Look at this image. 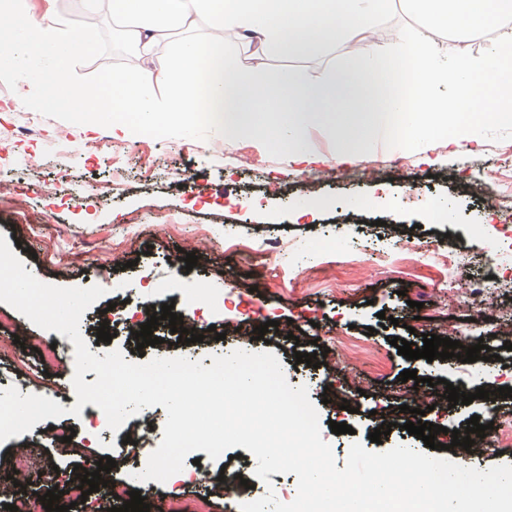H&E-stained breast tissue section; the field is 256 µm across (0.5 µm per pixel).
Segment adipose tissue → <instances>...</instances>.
Returning a JSON list of instances; mask_svg holds the SVG:
<instances>
[{"instance_id": "1", "label": "adipose tissue", "mask_w": 512, "mask_h": 512, "mask_svg": "<svg viewBox=\"0 0 512 512\" xmlns=\"http://www.w3.org/2000/svg\"><path fill=\"white\" fill-rule=\"evenodd\" d=\"M113 16L124 19L137 50L152 56L171 30L205 16L211 33L204 43L170 45V65L112 75L88 83L67 81L70 56L92 44L65 35L61 25L44 26L22 0H0V14L16 19L6 52L12 75L29 88L31 106L56 91L60 109L86 119L109 113L129 132L153 128L156 117L183 119L206 100L221 113L215 130L226 136L264 139L276 133L280 146L301 162H312L310 132L323 127L334 137L343 162L353 163L396 117L402 139L447 137L462 153L478 146L477 130L512 117V0H409L426 21L412 40L387 44L369 39L368 28L383 0H110ZM495 26L496 38L483 56L450 66L431 44L435 30L463 31ZM243 38L260 36L264 48L283 54L344 41L354 54L319 82L301 72L259 82L236 54L224 49V30ZM169 92L156 100L153 81ZM338 107L335 119L325 112Z\"/></svg>"}]
</instances>
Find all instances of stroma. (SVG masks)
I'll return each instance as SVG.
<instances>
[{
	"mask_svg": "<svg viewBox=\"0 0 512 512\" xmlns=\"http://www.w3.org/2000/svg\"><path fill=\"white\" fill-rule=\"evenodd\" d=\"M423 24L405 0H385L370 31L377 40L389 42ZM347 54L342 43L305 54L270 50L260 55L253 70L261 75L297 70L318 81ZM2 102L7 109L0 118V147H7L9 155L0 161V182L15 185L24 204L0 199V234L7 242H21L18 257L38 279L104 288V296L84 312L80 325L97 356L113 348L195 361L236 349L273 352L289 384L306 387L317 404L322 438L340 465L352 443L370 446V432L387 421L393 428L382 436V450L399 444L424 450L422 440L404 435L395 425L400 411L393 392L403 370L435 379V408L426 419L444 428L436 436L442 444L436 457L455 463L461 454L451 445V430H464L471 416L484 415L486 404L476 399L450 405L444 397L447 385L471 393L480 385L512 387V377L505 374L512 368V351L495 335L492 314L464 316L459 296L439 286L448 276L443 264H412L401 255L402 242L410 239L443 253L463 248L474 261L459 270V280L484 277L482 254L506 243L508 236L494 224L483 196L469 186L488 172L512 173V153L504 150L512 143L511 122L481 130L485 149L478 153L449 149L444 138L403 142L393 135L355 165L336 162L331 141L320 133L314 148L322 161L304 169L287 149L267 142H218L208 116L196 113L188 126L163 121L156 130L130 136L106 115L89 125L65 112L31 107L22 88L4 74ZM32 123L38 126L35 136H22V128ZM395 158L406 163L405 180L395 179L388 166ZM305 204L311 207L306 217L300 214ZM437 208L449 211V221L434 218ZM254 240L289 241L295 249L273 259L244 251V244ZM116 246L125 266L100 272L101 255ZM326 247L356 252L357 258L351 264L324 266L320 253ZM189 253L196 254V267H187L184 257ZM243 282L251 289L242 294L237 286ZM196 292L202 295L194 318L202 342L179 344L168 321L162 320L156 333L163 343L138 348L133 331L146 322L151 306L180 302ZM385 315L390 318L386 324L381 321ZM270 320L291 322L301 331L299 339L272 330L266 340L253 339L254 328ZM103 323L113 334L111 342L97 340ZM336 329L358 344V351L330 345L326 335ZM452 331L467 332L468 345L481 341L490 347L488 376L472 379L471 364L457 358L409 360L389 343L397 336L419 347L424 335L444 338ZM38 332L20 314L0 326V386L19 385L29 368L39 367L36 353L20 344ZM218 332L223 335L219 341L214 338ZM46 338L57 344L65 365L53 370L48 386L38 393L67 413L0 443V461L33 449L45 478L34 487L38 493L48 483L65 486L74 453L84 458L90 472L99 459L110 457L116 462L113 478L135 473L142 461L127 456L123 442L133 435L147 450H155L163 438L165 409H143L117 432L88 437L85 418L68 413L77 401L74 346L55 331ZM298 351L329 352L338 360L335 371L296 363ZM345 402L350 405L346 411L341 408ZM333 421L352 426V433H332ZM60 422L75 431L67 453L48 435ZM196 457L211 480L178 486V493L189 499L213 494L214 478L229 465L248 474L259 498L270 489L278 493L297 486L292 473H274L269 482L260 481L254 475L257 462L247 450L235 459L224 455L213 461L204 451Z\"/></svg>",
	"mask_w": 512,
	"mask_h": 512,
	"instance_id": "1",
	"label": "stroma"
}]
</instances>
